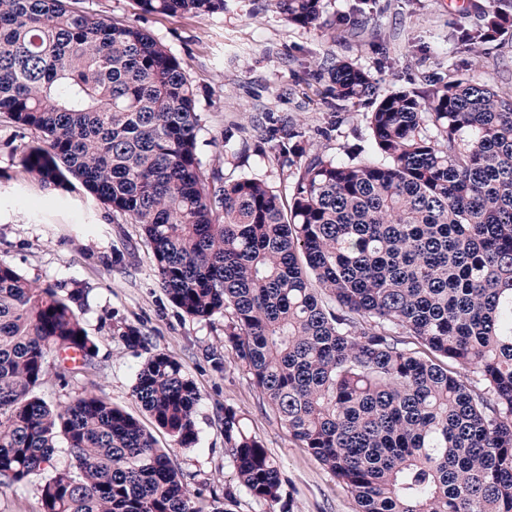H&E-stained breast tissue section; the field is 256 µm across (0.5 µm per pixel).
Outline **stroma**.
Masks as SVG:
<instances>
[{
    "instance_id": "1",
    "label": "stroma",
    "mask_w": 512,
    "mask_h": 512,
    "mask_svg": "<svg viewBox=\"0 0 512 512\" xmlns=\"http://www.w3.org/2000/svg\"><path fill=\"white\" fill-rule=\"evenodd\" d=\"M471 2L322 0L321 19L309 26L288 24L267 0H224L223 12L209 16L145 14L134 0L81 5L138 25L181 62L197 94L198 157L206 173L255 177L285 197L294 174L281 164V148L298 142L339 160L371 154L366 106H337L331 93L337 61L368 71L382 95L424 87L429 79L442 82L458 71L512 89L511 37L486 45L478 57L452 39ZM344 14L351 23L342 31L335 23ZM33 140L0 114V258L40 284L85 289L82 319L98 348L100 392L136 417L159 447H172L131 395L147 350L129 348L116 330L137 327L148 350L177 357L200 391L199 441L178 450L173 461L209 512H355L347 491L289 438L233 355L214 366L209 352L224 346L223 317L198 321L168 300L139 225L114 220L79 182L52 192L28 175L18 159ZM228 406L262 438L280 469V503L241 493L225 499V489L236 484L224 458Z\"/></svg>"
}]
</instances>
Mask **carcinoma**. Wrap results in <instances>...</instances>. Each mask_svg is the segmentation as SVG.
Segmentation results:
<instances>
[{
    "label": "carcinoma",
    "mask_w": 512,
    "mask_h": 512,
    "mask_svg": "<svg viewBox=\"0 0 512 512\" xmlns=\"http://www.w3.org/2000/svg\"><path fill=\"white\" fill-rule=\"evenodd\" d=\"M270 5L298 26L322 15L321 0ZM475 10L454 37L478 56L512 34V0ZM331 80L336 101H370L372 156L310 152L285 202L257 178L205 174L193 86L147 31L76 0H0V114L39 136L22 167L45 188L70 174L140 226L169 301L224 317V343L356 512H512V91L460 74L378 97L349 62ZM84 295L0 258V486L41 477L40 512H204L174 449L106 396H40L52 373L96 370ZM132 396L177 448L196 446L201 395L180 360L149 355ZM243 420L224 408V455L240 491L276 504L282 474Z\"/></svg>",
    "instance_id": "carcinoma-1"
}]
</instances>
